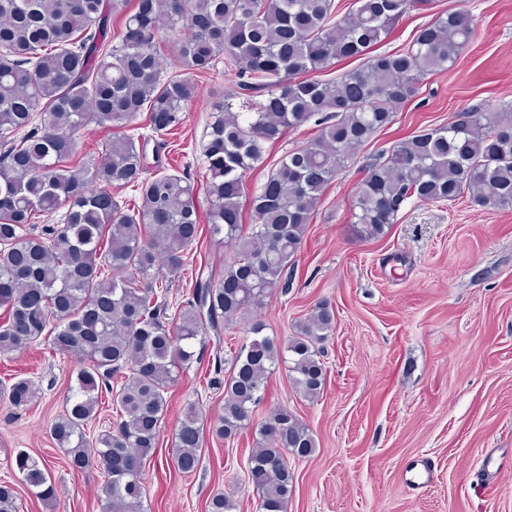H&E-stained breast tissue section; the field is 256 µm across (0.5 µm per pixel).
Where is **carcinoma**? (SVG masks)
Instances as JSON below:
<instances>
[{
	"instance_id": "carcinoma-1",
	"label": "carcinoma",
	"mask_w": 512,
	"mask_h": 512,
	"mask_svg": "<svg viewBox=\"0 0 512 512\" xmlns=\"http://www.w3.org/2000/svg\"><path fill=\"white\" fill-rule=\"evenodd\" d=\"M433 3L355 0L340 15L335 0H136L131 10L128 0H0V354L46 337L51 349L78 358L76 383L50 433L72 468L104 470L103 512H144L143 460L156 448L177 369L202 358L196 345L207 329L219 333L289 288L288 270L324 190L353 150L475 39L471 17L448 9L406 47L370 55L403 18ZM111 15L123 23L109 39ZM163 25L177 37H162ZM356 57L365 59L357 69L305 78ZM221 63L237 81L214 107L203 155L210 236L230 245L233 257L218 274L199 270L168 324L155 296L178 277L198 240L194 186L175 171L142 177L147 141L126 128L145 112L156 136L180 130L198 93L194 77L220 75ZM311 121L316 135L269 173L252 199V223L244 224L247 173L265 162L268 146ZM90 126L125 132L82 161L76 136ZM126 188L138 194L130 209L112 194ZM464 196L482 207H512V101L466 109L455 124L377 154L351 200L353 231L380 238L406 203ZM61 209V223L24 232ZM334 324L326 304L283 342L255 322L232 357L211 435L230 440L256 425L249 479L259 512H285L294 479L288 456L308 458L316 442L286 406L257 423L254 413L282 364L298 397L320 398ZM35 395L28 379L8 388L17 408ZM103 396L118 422L89 436ZM203 441L200 402H190L175 432L180 472L197 469ZM11 467L32 495L55 500L44 461L21 450ZM235 508L223 493L208 504V512ZM0 512H19L7 482H0Z\"/></svg>"
}]
</instances>
